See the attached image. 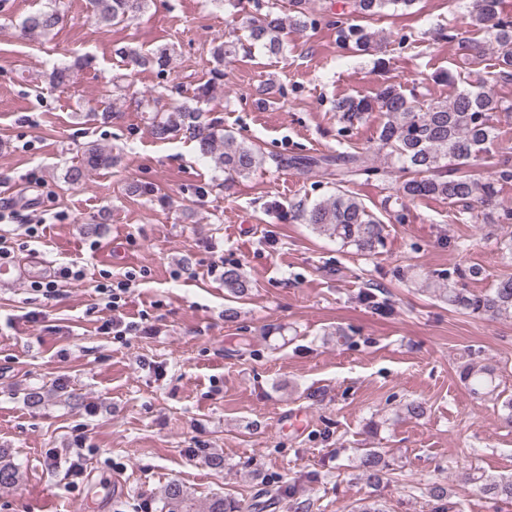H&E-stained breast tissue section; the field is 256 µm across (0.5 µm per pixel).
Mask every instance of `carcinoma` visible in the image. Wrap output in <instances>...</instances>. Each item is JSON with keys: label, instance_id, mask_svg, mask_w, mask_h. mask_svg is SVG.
Returning <instances> with one entry per match:
<instances>
[{"label": "carcinoma", "instance_id": "carcinoma-1", "mask_svg": "<svg viewBox=\"0 0 512 512\" xmlns=\"http://www.w3.org/2000/svg\"><path fill=\"white\" fill-rule=\"evenodd\" d=\"M224 7L230 22L241 26L251 42L269 54L283 50L281 34L288 28L303 29L307 25L308 0H253L258 14L245 11L244 0H211ZM148 0H90L91 17L101 28L130 23L146 8ZM417 0H347L348 12L332 21L337 41L356 53L382 52L388 43L383 31L373 28L368 21L388 15V12H406ZM470 17L472 25L485 33L482 40L456 42V51L464 62L476 64L492 51L498 61V76L512 79V20L503 15L501 0H473ZM62 14L57 0H48L46 6L29 13L22 28L33 36H46L61 23ZM127 69L155 68L162 73L170 66L175 48L159 47L151 52L125 46L117 49ZM215 66L210 70L209 82L201 85L193 98L173 102L164 108L159 99L129 92L127 75L112 78V91L133 103L137 110L149 112L151 133L166 140L170 136H184L196 143L200 155L214 168L224 171L226 180L247 178L254 171L271 162L277 168H294L308 175L322 170L336 177V193L308 207L293 210L292 217L311 226L319 235L351 246L356 253L371 256L379 253L387 238L386 225L367 210L362 201L345 186L363 178L395 176L396 194L411 200L441 198L458 207V214L481 212L485 235L495 234L499 224L512 220V208L502 205L499 185L512 181V156L495 155L496 140L493 116L498 112H512V104L505 103L487 89L486 81L478 79L470 87L446 99L407 96L401 86L389 83L373 96H345L336 100V116L343 128L362 123L366 114L381 112L385 121L376 131V143L386 150L387 169L374 166L365 152H340L336 155L292 156L265 155L261 148L238 140L224 132L221 121L209 115L203 104L209 101L216 84L224 80V59L235 53V46L216 38L210 50ZM92 58L78 56L70 63L57 66L48 74L54 88L69 85L75 74L91 67ZM497 158L495 170L487 175L470 173L467 168L485 159ZM121 163V154L98 143L83 147L80 162L64 173L66 182L79 184L88 174L104 167ZM484 270L477 265L456 267L451 271H435L427 278L426 286L448 307L473 316L494 318L512 317V276L498 279L495 287L485 293H473L458 287L459 282L476 279ZM250 281L239 268H224V290L233 298L248 295ZM359 299L371 309L385 313L386 301L378 299L373 289L362 292ZM460 378L469 391L479 397L499 400L495 369L488 364L470 361L460 370ZM360 468L367 481L380 485L393 468L381 452L368 449L360 456ZM19 472L10 457L0 455V486L16 482ZM479 489L494 497L512 500V477L491 478L481 474L473 478ZM426 497L433 503V512H448L451 497L448 484L434 482L425 488ZM277 497H288L291 507L299 512H310L314 507L303 498L296 483L288 488L274 489ZM160 512H243L241 503L233 498L215 496L205 505L197 503L193 494L179 484L168 486L160 498Z\"/></svg>", "mask_w": 512, "mask_h": 512}]
</instances>
